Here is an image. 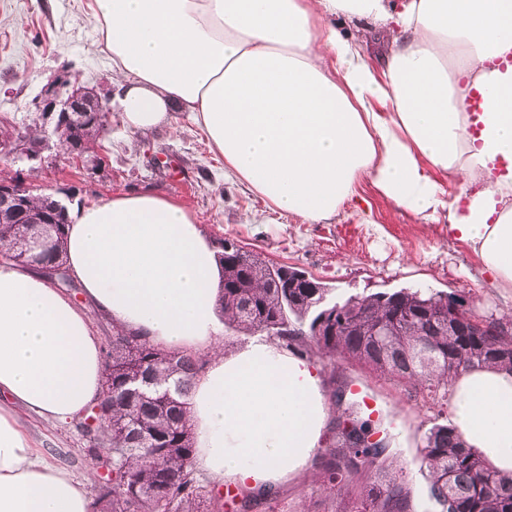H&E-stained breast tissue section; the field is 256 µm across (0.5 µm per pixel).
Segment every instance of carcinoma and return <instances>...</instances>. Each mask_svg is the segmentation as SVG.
I'll use <instances>...</instances> for the list:
<instances>
[{
  "mask_svg": "<svg viewBox=\"0 0 512 512\" xmlns=\"http://www.w3.org/2000/svg\"><path fill=\"white\" fill-rule=\"evenodd\" d=\"M87 109L61 131L78 156L89 155L109 129L94 100ZM27 208V224L0 211V252L11 261L15 243L42 241L44 249L24 262L46 270L44 276L58 290H77L63 251L67 213L43 192L30 193ZM51 216L54 223H44ZM219 259L224 281L218 306L224 325L236 334L262 335L310 361L340 356L381 380L412 384L432 412L431 427L417 445L431 512H512V476L492 469L448 421L451 388L462 372L512 365V333L494 334L512 321L490 315L489 331L464 326L450 334L440 316L459 301L455 295L401 288L330 304L327 285L307 271L267 261L232 240L221 243ZM104 358L100 412L90 413L94 427L85 420L79 424L88 451L104 449V466L112 469V477L98 480L94 512H223L222 496L208 490L192 467L187 398L202 360L117 328ZM132 375L140 376L135 387L127 384ZM346 391L347 382H330L338 415L324 450L320 491L331 493L363 476L365 484L349 512H415L406 475L391 468L385 440H368L375 422ZM272 499L270 490L241 489L234 496L238 512H252Z\"/></svg>",
  "mask_w": 512,
  "mask_h": 512,
  "instance_id": "obj_1",
  "label": "carcinoma"
}]
</instances>
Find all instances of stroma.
Returning <instances> with one entry per match:
<instances>
[{"label": "stroma", "mask_w": 512, "mask_h": 512, "mask_svg": "<svg viewBox=\"0 0 512 512\" xmlns=\"http://www.w3.org/2000/svg\"><path fill=\"white\" fill-rule=\"evenodd\" d=\"M93 0H0V118L25 129L41 112L48 86L69 80L112 100V59L96 51L100 23ZM338 31L359 39L368 62L380 65L390 36L368 21H335ZM100 169L72 159L59 145L43 154L36 171L0 160V176L20 175L40 192L64 204H90L111 196L149 191L185 207L215 242L230 239L265 259L299 267L326 283L333 298L379 289L420 286L466 299L475 314L512 317V298L494 288L480 258L448 228L446 218L421 220L395 206L368 179L357 185L356 202L344 205L330 224H304L280 214L241 183L225 178L224 160L205 131L187 113L174 128L132 133L112 124L93 150ZM323 382L346 378L361 386L380 407L381 428L393 468L406 471L417 512L423 478L415 460L430 414L401 384L376 379L340 358L320 362ZM37 453L83 480L89 497L98 482L75 422L50 424L20 412ZM319 459L275 488V500L256 512H300L323 504L336 512L352 488L334 492L326 504L315 483Z\"/></svg>", "instance_id": "35a3bbf8"}]
</instances>
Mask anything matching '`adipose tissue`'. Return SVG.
Returning <instances> with one entry per match:
<instances>
[{
	"label": "adipose tissue",
	"mask_w": 512,
	"mask_h": 512,
	"mask_svg": "<svg viewBox=\"0 0 512 512\" xmlns=\"http://www.w3.org/2000/svg\"><path fill=\"white\" fill-rule=\"evenodd\" d=\"M94 12L125 129L190 113L225 172L306 224L333 222L368 178L420 219L445 215L512 290V66L497 63L512 50V0H94ZM338 17L392 33L383 68L336 31ZM66 233L71 277L114 327L206 357L189 397L196 469L267 490L307 468L329 415L320 370L258 337L225 355L222 269L184 207L120 194L75 208ZM103 382L82 308L39 272L0 263V512H89L84 482L33 452L17 412L79 418ZM452 409L467 446L512 474V373L464 372Z\"/></svg>",
	"instance_id": "obj_1"
}]
</instances>
